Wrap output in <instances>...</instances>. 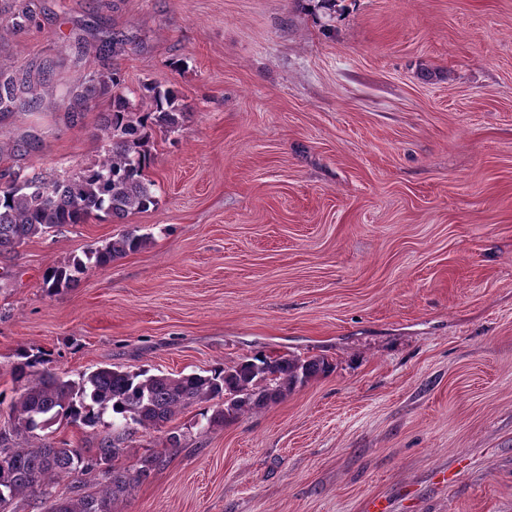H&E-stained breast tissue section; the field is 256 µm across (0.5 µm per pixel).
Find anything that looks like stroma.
Listing matches in <instances>:
<instances>
[{
  "label": "stroma",
  "instance_id": "obj_1",
  "mask_svg": "<svg viewBox=\"0 0 512 512\" xmlns=\"http://www.w3.org/2000/svg\"><path fill=\"white\" fill-rule=\"evenodd\" d=\"M29 2L19 28L0 0V82L35 76L0 170L98 160L103 68L184 118L155 135V207L0 255V393L22 348L67 379L323 357L224 425L195 405L138 432L119 466L163 461L113 512H512V0ZM128 230L142 249L44 288Z\"/></svg>",
  "mask_w": 512,
  "mask_h": 512
}]
</instances>
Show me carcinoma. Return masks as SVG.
<instances>
[{"mask_svg": "<svg viewBox=\"0 0 512 512\" xmlns=\"http://www.w3.org/2000/svg\"><path fill=\"white\" fill-rule=\"evenodd\" d=\"M93 85L112 94V111L100 128L104 157L62 178L28 177L19 171L0 182V253L9 252L27 240L56 231L67 224H82L104 211L114 217L146 211L156 206L155 183L148 178L156 131L174 133L184 113L169 88L143 85L140 103L129 98L118 72L100 71L90 78ZM31 86L25 72L0 86V110L16 106L17 92ZM136 231L122 233L102 246L91 247L85 258H75L51 267L44 276L49 292L72 287L79 276L105 267L145 245ZM12 368L18 396L8 404L7 428L0 429V489L4 501L13 504L20 495L51 501L48 512H112L111 503L147 478L159 457L140 460L134 472L116 462L124 453L122 444L138 430L158 429L193 404L209 403L213 412L206 427L254 408L276 403L310 378L331 371L325 359L301 360L254 355L229 367H215L180 377L98 368L77 380H64L45 367L43 353L21 350ZM110 413L99 448L86 454L81 448H60L45 430L57 423L95 428ZM105 471L108 483L99 495L59 497L55 481L63 474Z\"/></svg>", "mask_w": 512, "mask_h": 512, "instance_id": "cac0c4a2", "label": "carcinoma"}]
</instances>
